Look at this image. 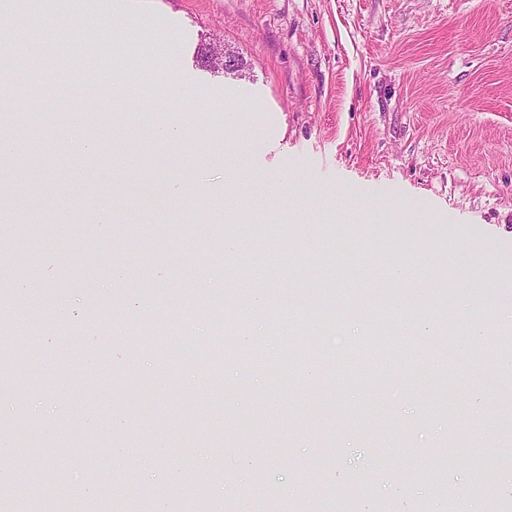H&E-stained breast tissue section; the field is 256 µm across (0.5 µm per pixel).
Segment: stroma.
<instances>
[{"instance_id": "obj_1", "label": "stroma", "mask_w": 512, "mask_h": 512, "mask_svg": "<svg viewBox=\"0 0 512 512\" xmlns=\"http://www.w3.org/2000/svg\"><path fill=\"white\" fill-rule=\"evenodd\" d=\"M77 3L90 22L137 17L150 46L131 63L187 88L176 106L194 136L173 149L154 138L169 106L157 86L100 76L91 95L56 60L7 58L16 113L38 97L54 115L49 128L0 125L19 143L0 184V338L28 348L0 346L14 364L0 380V473L34 468L29 512H112L103 475L127 512H175L197 488L210 510L240 512L257 485L268 512H416L438 475L448 497L431 512H470L458 490L481 485L505 512L512 0H57ZM204 45L238 52L243 76L198 66ZM117 100L131 121L65 122L79 102ZM183 173L193 193H165ZM244 238L251 259L220 248ZM417 249L447 270L391 279L388 259ZM257 267L268 302L382 310L395 330L297 316L322 352L294 358L234 300ZM408 322L460 345L473 372L402 341ZM147 323L170 331L144 336ZM375 339L392 351L383 374L349 369ZM245 347L254 363L237 358Z\"/></svg>"}]
</instances>
